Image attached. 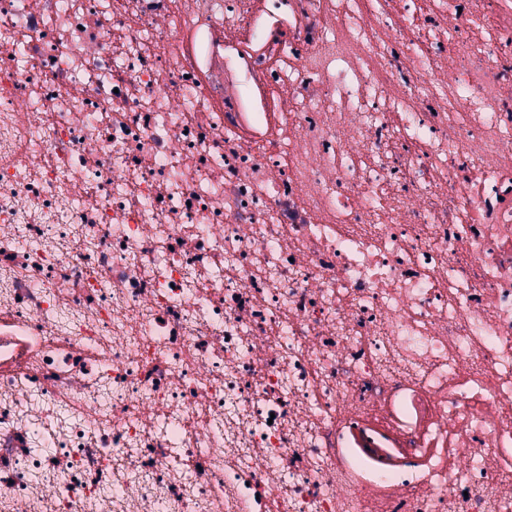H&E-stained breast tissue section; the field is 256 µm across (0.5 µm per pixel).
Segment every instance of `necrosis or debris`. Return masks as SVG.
I'll return each instance as SVG.
<instances>
[{
	"instance_id": "necrosis-or-debris-1",
	"label": "necrosis or debris",
	"mask_w": 512,
	"mask_h": 512,
	"mask_svg": "<svg viewBox=\"0 0 512 512\" xmlns=\"http://www.w3.org/2000/svg\"><path fill=\"white\" fill-rule=\"evenodd\" d=\"M512 0H0V512H512Z\"/></svg>"
}]
</instances>
